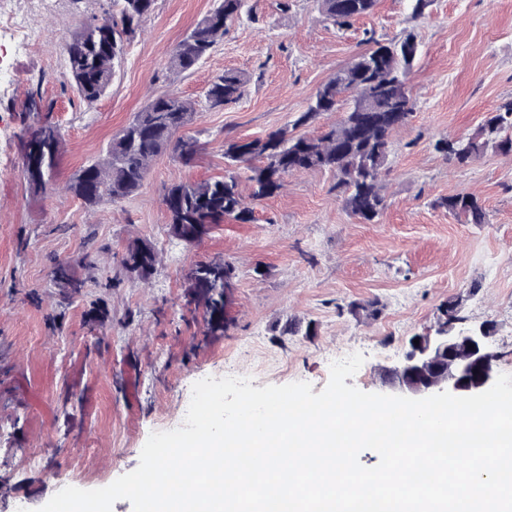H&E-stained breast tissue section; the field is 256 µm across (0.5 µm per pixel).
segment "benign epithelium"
<instances>
[{
  "mask_svg": "<svg viewBox=\"0 0 512 512\" xmlns=\"http://www.w3.org/2000/svg\"><path fill=\"white\" fill-rule=\"evenodd\" d=\"M457 306L440 309L434 333L417 336L402 360L384 370L390 394L424 398L448 391L469 396L490 388L496 379V359L489 350L492 328L462 327L456 318Z\"/></svg>",
  "mask_w": 512,
  "mask_h": 512,
  "instance_id": "7a95c632",
  "label": "benign epithelium"
}]
</instances>
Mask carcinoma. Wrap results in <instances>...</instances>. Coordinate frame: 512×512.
Listing matches in <instances>:
<instances>
[{"instance_id": "obj_1", "label": "carcinoma", "mask_w": 512, "mask_h": 512, "mask_svg": "<svg viewBox=\"0 0 512 512\" xmlns=\"http://www.w3.org/2000/svg\"><path fill=\"white\" fill-rule=\"evenodd\" d=\"M325 19L342 28L372 13L378 0H319ZM155 0H109L104 18L82 23L63 44L69 80L79 97L93 103L112 86L115 67L127 42L153 12ZM245 0H218L217 6L199 20L179 41L168 60V69L183 72L205 59L240 17ZM371 47L321 84L306 111L293 126L308 124L324 112H344L325 133L311 137L292 135L286 129L253 140L224 142V176L166 188L163 203L171 233L176 226L207 224L213 228L230 219L246 223L252 210L246 200L261 201L275 195L284 176L293 172L327 170L336 179L345 209L364 223L374 222L386 208L382 176L387 171L391 136L408 124L414 113L413 98L406 88L417 54L413 35L381 42L369 38ZM247 79L226 72L208 86L205 100L211 109L237 103ZM197 119L195 105L176 93L158 96L137 112L116 133L99 159L88 163L65 185V191L94 208L104 201L119 204L138 192L152 161L166 150L183 164L193 163L204 150V131L176 136ZM65 134L63 128L45 121L29 132L24 144H36L39 156L22 151V173L34 192L56 186ZM512 154V103L492 113L473 134L458 140L440 141L435 149L459 164L470 163L488 149ZM448 212L467 224L487 223L485 208L469 194H455L439 201ZM123 267L147 279L156 269L157 255L140 241L133 242L122 258ZM235 278V267L224 261H200L187 274L196 281L194 299L203 305L214 332L224 330V282Z\"/></svg>"}]
</instances>
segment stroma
<instances>
[{
    "mask_svg": "<svg viewBox=\"0 0 512 512\" xmlns=\"http://www.w3.org/2000/svg\"><path fill=\"white\" fill-rule=\"evenodd\" d=\"M16 4L37 40L18 50L0 38V79L13 83L0 95V488L12 504L37 512L64 487L97 489L133 471L152 432L182 426L192 386L206 377L244 376L256 388L305 381L318 393L333 361L360 352L351 385L383 392L385 369L451 301L468 326H492L497 370L512 374V156L490 150L460 165L435 149L512 102V0H432L421 16L410 0H378L345 28L324 20L318 0H248L210 57L182 74L168 69L170 54L214 0H156L111 88L90 105L64 75L61 42L102 15L105 0ZM409 32L415 110L391 139L387 206L375 223L352 217L332 174L316 170L287 175L279 195L253 203L251 222L225 221L192 245L171 235L167 186L222 176L226 139L292 125L367 38ZM227 71L247 76L245 93L208 109V85ZM36 82L52 105L45 120L65 131L60 189L38 194L20 155ZM170 92L196 104L193 127L207 145L195 163L161 154L141 189L115 205L90 210L62 192L135 112ZM458 193L478 198L487 223L441 207ZM135 240L160 260L145 281L120 264ZM214 259L236 268L228 323L215 334L185 279ZM57 260L84 283L66 305L51 284Z\"/></svg>",
    "mask_w": 512,
    "mask_h": 512,
    "instance_id": "stroma-1",
    "label": "stroma"
}]
</instances>
